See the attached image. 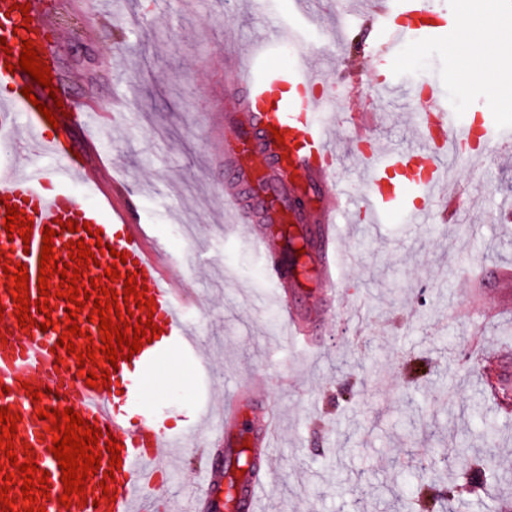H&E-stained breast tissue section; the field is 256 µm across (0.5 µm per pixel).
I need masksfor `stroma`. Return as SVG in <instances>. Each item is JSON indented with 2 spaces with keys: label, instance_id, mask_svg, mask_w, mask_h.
<instances>
[{
  "label": "stroma",
  "instance_id": "obj_1",
  "mask_svg": "<svg viewBox=\"0 0 512 512\" xmlns=\"http://www.w3.org/2000/svg\"><path fill=\"white\" fill-rule=\"evenodd\" d=\"M361 3L309 0L304 18L295 0H100L92 12L84 0H45L61 30L53 85L75 108L56 134L87 172L123 182L122 196L160 242H169L171 225L198 229L177 248L172 274L190 288L217 363L202 377L178 354L151 385L147 401L171 432L190 424L195 406L227 398L260 372L282 416L276 480L263 499L269 512L296 504L302 512H409L418 480L474 477L491 492L465 493L466 512H495L497 501L512 500V412L490 396L512 387V309L502 307L512 287L494 282L486 291L485 307L498 312L492 320L456 314L469 304V267H512V221L497 213L501 199H512V153L488 148L459 162L451 175L462 207L456 222L407 224L397 214L374 226L358 209L341 216L337 247L356 256L340 270L344 319L314 325L306 345L286 338L263 261L215 209L224 187V70L280 26H298L301 53L321 61L327 83L318 96L335 85L341 112L375 114L374 138L410 147L416 92L427 88L452 99L471 128L512 131V105L489 108L477 80L454 78L458 55L434 41L399 50L393 79L408 96H370L380 72L362 53L374 32ZM87 106L110 114V124L89 133L79 115ZM373 152L342 126L324 161L357 188ZM488 428L498 433L495 456L478 475L468 451ZM423 429L424 442L415 438ZM452 442L466 450L447 465ZM204 461L198 449H178L154 512L185 504Z\"/></svg>",
  "mask_w": 512,
  "mask_h": 512
}]
</instances>
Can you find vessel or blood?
Returning <instances> with one entry per match:
<instances>
[{
  "label": "vessel or blood",
  "mask_w": 512,
  "mask_h": 512,
  "mask_svg": "<svg viewBox=\"0 0 512 512\" xmlns=\"http://www.w3.org/2000/svg\"><path fill=\"white\" fill-rule=\"evenodd\" d=\"M28 5L29 15H22L21 5ZM367 22L379 30L370 48L376 62L391 68L397 48L414 40L428 39L452 31L455 24L447 11L436 9L430 0H367L363 13ZM57 29L43 0H0V37L6 38L10 55L0 54V85L10 91L0 98V149L12 153L25 141L36 140L39 150L54 159L51 167L27 165L17 168L9 164L0 167V221L7 206L23 210L33 229L30 242L21 237H9L0 224V268L5 262L24 264L31 287L30 300H38L40 254L45 229L55 232L54 253L57 262L68 260V241L84 240L87 246L103 242L109 252L100 254L98 265L85 270V278H101L103 286L123 291L122 276L139 272L154 297L153 313L135 310L138 318H152L162 333L151 342L143 343L140 352L131 359H121L110 373V388L89 387L83 377L92 371V364H79L67 350L57 349V330L40 331L45 319L65 320L70 308L66 300L53 297L49 303L51 316L33 313V326L22 328L16 321V305L7 286L9 280L0 271V384L8 394H0V407L11 408L21 416L17 424V441L28 443L39 470L49 472L48 497L38 498L46 512H152L149 491L163 472V459L174 448H207L212 453L231 448L245 450L247 457L258 458V471L228 475L212 464L200 471L201 482L193 496L194 507H206L208 512H256L260 492L269 483L270 444L279 422V410L274 402L259 403L256 394L265 381L259 375L242 378L235 394L225 399L219 410V426H212L208 414L195 417L196 428L186 435L168 433L160 413L143 402L148 386L158 376L171 351H179L199 366H207L200 333L194 319L188 315L186 291L175 281L154 240L138 224L132 208H125L120 220H112L110 209L115 206L105 189L104 181L89 175L79 162L67 157L57 139L39 135L44 124L41 113L22 95L25 87H33L35 96H43L42 87L33 86L27 73L16 70L22 52L21 42L33 41L44 64L53 62L52 39ZM311 62L299 58L288 70L275 71L258 77L250 55H241L228 69L224 81V173L232 187L225 194L226 202L237 204L234 182L246 180L251 170L262 171L259 184L262 194L257 208L266 220L252 237L251 243L262 254L276 253L288 240L293 224L311 225L314 241L322 255L315 266L314 293L320 300L327 318H343L337 307L339 278L333 273L328 253L337 237L340 216L352 206L360 208L369 223H384L389 216L403 211L406 198L419 194L424 205L412 214L413 222L433 218L436 213L455 217L460 210L456 192L440 194L448 179V168L455 161V148L464 139L466 126L452 121L448 108L437 95H430L425 110L427 122L421 123L423 140L410 150L391 145L383 149L376 165L366 178L363 192L348 193L340 188L334 167L322 165L320 156L331 149V130L343 124L345 117L336 111L335 97H328L320 108H313L307 98H279L267 121L239 122L241 113H253L255 102L261 101L269 88L278 83L295 84L306 90L315 84ZM282 131L288 146L286 161H273L263 147L268 125ZM445 137V150L432 152L427 140L433 130ZM401 172L400 182L388 179L389 171ZM81 184L84 196L72 193L73 184ZM82 223V230L69 232L62 225L68 221ZM125 252L126 264L120 265L119 279L105 278V268L114 265L113 252ZM42 388L41 403H33L26 386ZM65 410L72 408L84 420L96 425L103 433L99 448H106L107 435H115L121 445V469L109 488L100 482L109 463H102L99 473L86 480L87 504L63 505L62 471L54 457L51 437L46 436L48 419L39 418V408Z\"/></svg>",
  "instance_id": "obj_1"
}]
</instances>
